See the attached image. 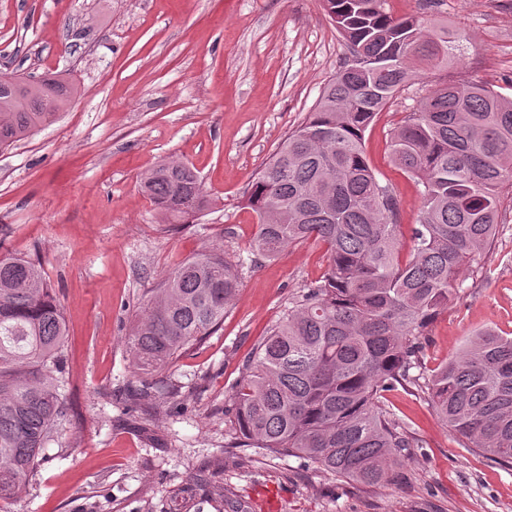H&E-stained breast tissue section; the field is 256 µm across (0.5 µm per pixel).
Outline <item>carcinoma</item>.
Segmentation results:
<instances>
[{
	"instance_id": "cac0c4a2",
	"label": "carcinoma",
	"mask_w": 512,
	"mask_h": 512,
	"mask_svg": "<svg viewBox=\"0 0 512 512\" xmlns=\"http://www.w3.org/2000/svg\"><path fill=\"white\" fill-rule=\"evenodd\" d=\"M386 5L323 0L348 54L258 172L246 207L257 217L252 253L273 259L313 239L325 247L327 269L255 345L224 405V447L295 458L367 486L386 481L403 451L419 447L387 404L398 388L427 399L464 447L512 465V336L485 329L428 376L422 362L426 328L498 234L501 196L512 189V97L479 81L440 82L394 129L392 162L424 187L401 259V204L367 161L364 133L405 90L413 64L446 70L461 48L448 26L396 18ZM77 94L60 76L1 73L0 149L28 138ZM140 187L169 224L211 204L181 160L161 161ZM242 265L210 249L171 269L131 327L136 367L157 372L221 327ZM67 343L41 263L0 256V501L29 483L65 421ZM171 393L158 381L132 400L154 410ZM193 483L232 502L231 489H210L203 471Z\"/></svg>"
}]
</instances>
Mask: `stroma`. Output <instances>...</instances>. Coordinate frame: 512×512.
I'll list each match as a JSON object with an SVG mask.
<instances>
[{"mask_svg": "<svg viewBox=\"0 0 512 512\" xmlns=\"http://www.w3.org/2000/svg\"><path fill=\"white\" fill-rule=\"evenodd\" d=\"M396 17L447 22L463 56L418 75L379 112L363 141L377 178L401 202L403 232L422 187L390 160V133L441 81L479 80L512 96V0H388ZM346 56L322 0H0V72L60 74L80 94L55 123L0 151V255L40 261L69 327L67 421L18 498L0 512H199L192 470L224 461L213 480L245 512H512V466L464 448L423 399L388 404L422 440L394 478L365 487L294 458L253 462L224 446V405L243 363L289 299L320 280L323 246L251 254L256 216L243 197L279 143L314 107ZM192 165L212 204L189 224L162 223L140 189L164 158ZM491 257L465 270L429 324L434 370L468 338L512 333V199ZM209 247L243 259L237 300L212 336L159 378L178 392L145 413L127 348L149 289Z\"/></svg>", "mask_w": 512, "mask_h": 512, "instance_id": "1", "label": "stroma"}]
</instances>
